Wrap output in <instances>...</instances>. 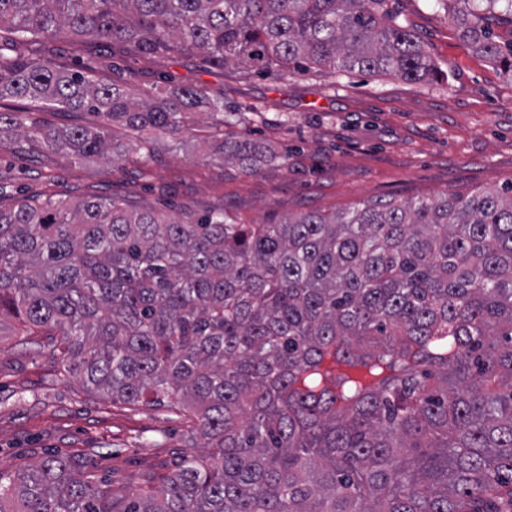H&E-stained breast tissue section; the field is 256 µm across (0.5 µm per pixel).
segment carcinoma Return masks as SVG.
<instances>
[{
  "instance_id": "1",
  "label": "carcinoma",
  "mask_w": 512,
  "mask_h": 512,
  "mask_svg": "<svg viewBox=\"0 0 512 512\" xmlns=\"http://www.w3.org/2000/svg\"><path fill=\"white\" fill-rule=\"evenodd\" d=\"M438 2L512 73V0ZM5 36L0 145L47 173L156 153L198 114L224 160L251 173L262 154L224 137L202 87L142 92L26 52L56 39L202 53L242 77L436 70L389 0H0ZM58 110L97 121L30 116ZM10 327L60 347L95 395L176 409L189 451L136 494L48 456L0 481V512H512V185L276 224L24 198L0 205Z\"/></svg>"
}]
</instances>
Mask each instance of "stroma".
Instances as JSON below:
<instances>
[{"mask_svg":"<svg viewBox=\"0 0 512 512\" xmlns=\"http://www.w3.org/2000/svg\"><path fill=\"white\" fill-rule=\"evenodd\" d=\"M393 7L424 43L436 77L413 83L357 71L244 79L200 54L144 59L116 46L89 54L53 42L44 58L66 68L100 65L111 82L205 87L224 103L225 135L248 136L265 151L251 174L206 160L198 128L187 144L145 164L64 159L50 180L32 158L0 149V174L14 194L109 195L170 218L221 206L255 224L512 185V76L462 42L436 0H393ZM184 431L170 408L90 395L55 348L0 338V475L49 453L83 455L114 487L135 491L145 474L168 471L181 457Z\"/></svg>","mask_w":512,"mask_h":512,"instance_id":"stroma-1","label":"stroma"}]
</instances>
